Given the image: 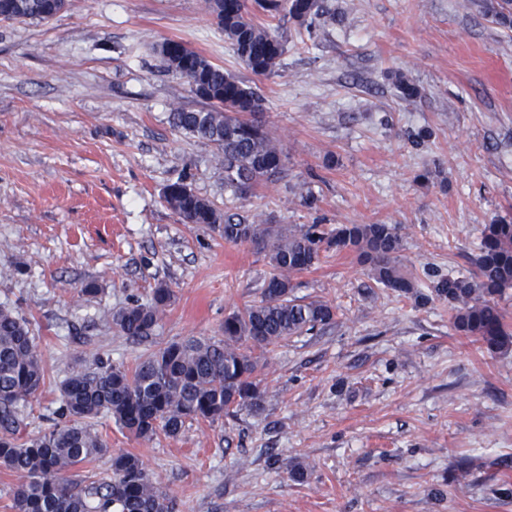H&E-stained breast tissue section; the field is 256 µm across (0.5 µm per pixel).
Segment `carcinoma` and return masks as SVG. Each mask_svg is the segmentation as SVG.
<instances>
[{"instance_id":"1","label":"carcinoma","mask_w":512,"mask_h":512,"mask_svg":"<svg viewBox=\"0 0 512 512\" xmlns=\"http://www.w3.org/2000/svg\"><path fill=\"white\" fill-rule=\"evenodd\" d=\"M10 21H48V0H11ZM478 13L504 32H512V0H471ZM234 52L259 78L278 72L288 38L268 23L280 15L297 25L300 41L339 24L343 12L333 0H205ZM167 53L156 49L167 71L184 79L204 107L177 108L170 123L213 145L224 168V187L240 193L277 179L286 154L256 116L264 99L253 87L212 63L184 42ZM393 85L400 99L421 95L413 81L398 75ZM167 207L185 224L219 227L224 241L250 244L265 253L272 273L263 298L224 317V338L190 337L160 347L134 367L101 356L80 366L59 385V406L50 425L24 435L26 404L42 391L47 374L40 337L31 322L0 304V467L19 478L11 492L13 512H178L177 500L149 473L142 459L112 449L94 428L105 416L140 439L158 431L177 436L188 421L215 422L265 410V388L258 378L257 349L289 336L335 323L336 308L324 301L291 297L292 277L314 267L329 250L356 254L378 284L419 305H448L454 329L475 338L487 351L512 350V329L499 299L512 289V218L484 226L475 268L470 275H439L423 293L403 264V238L392 224H345L330 232L321 224L290 227L257 224L226 214L180 177L163 191ZM172 299L160 283L146 300L134 299L108 314L120 335L143 341L152 337ZM109 456L101 477L82 476L84 464Z\"/></svg>"}]
</instances>
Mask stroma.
<instances>
[{
    "instance_id": "1",
    "label": "stroma",
    "mask_w": 512,
    "mask_h": 512,
    "mask_svg": "<svg viewBox=\"0 0 512 512\" xmlns=\"http://www.w3.org/2000/svg\"><path fill=\"white\" fill-rule=\"evenodd\" d=\"M336 2L344 27L312 47L278 19L288 51L267 79L203 0H68L45 22H0V303L33 322L52 382L28 404V434L93 354L132 367L168 342L222 337L225 316L261 300L264 255L165 204L180 176L259 224L397 225L423 289L432 272L468 274L484 225L512 216V35L469 0ZM167 39L263 96L288 156L279 179L234 193L214 147L171 126L199 101L156 54ZM390 71L420 98L399 99ZM90 281L99 293L82 295ZM161 281L173 297L148 342L103 321ZM292 294L329 302L336 322L265 350L262 416L149 441L103 417L111 448L143 459L179 512H512V352L456 332L446 304L376 284L351 252L295 275Z\"/></svg>"
}]
</instances>
